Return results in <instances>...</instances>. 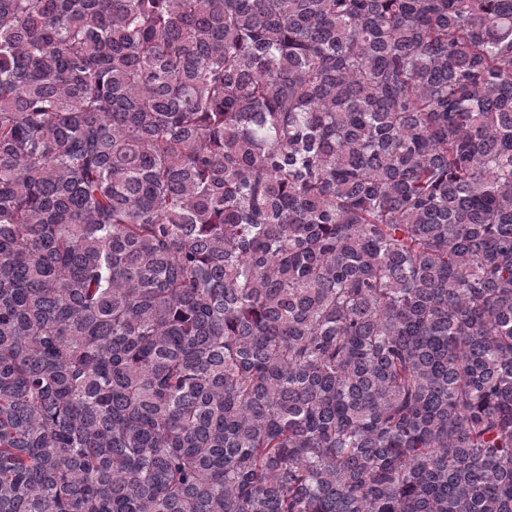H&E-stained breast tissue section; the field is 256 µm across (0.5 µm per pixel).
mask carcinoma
<instances>
[{
	"instance_id": "cac0c4a2",
	"label": "carcinoma",
	"mask_w": 512,
	"mask_h": 512,
	"mask_svg": "<svg viewBox=\"0 0 512 512\" xmlns=\"http://www.w3.org/2000/svg\"><path fill=\"white\" fill-rule=\"evenodd\" d=\"M0 512H512V0H0Z\"/></svg>"
}]
</instances>
